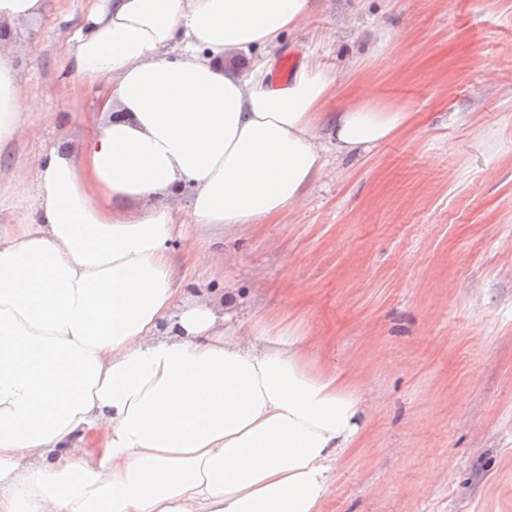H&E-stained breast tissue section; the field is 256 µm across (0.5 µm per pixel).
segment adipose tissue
I'll list each match as a JSON object with an SVG mask.
<instances>
[{"instance_id":"adipose-tissue-1","label":"adipose tissue","mask_w":512,"mask_h":512,"mask_svg":"<svg viewBox=\"0 0 512 512\" xmlns=\"http://www.w3.org/2000/svg\"><path fill=\"white\" fill-rule=\"evenodd\" d=\"M309 0H104L64 49L98 113L61 112L0 224V512H322L370 392L319 363V337L270 338L180 288L177 192L191 223L236 232L301 207L325 154L405 123L354 103L314 59L280 87L269 49ZM265 52L248 70L237 52ZM40 108L0 42V167ZM30 192L26 187L11 185L0 189V223H15L28 211Z\"/></svg>"}]
</instances>
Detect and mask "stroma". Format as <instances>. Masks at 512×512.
Wrapping results in <instances>:
<instances>
[{"label":"stroma","instance_id":"stroma-1","mask_svg":"<svg viewBox=\"0 0 512 512\" xmlns=\"http://www.w3.org/2000/svg\"><path fill=\"white\" fill-rule=\"evenodd\" d=\"M88 0H47L16 27L22 92L42 113L11 163L59 140L54 113L93 112L62 67ZM276 66L316 58L333 108L371 87L406 123L370 151L327 154L306 203L203 235L211 268L190 288L239 294L238 320L321 337L319 362L375 397L336 463L323 512H512V0H310Z\"/></svg>","mask_w":512,"mask_h":512}]
</instances>
